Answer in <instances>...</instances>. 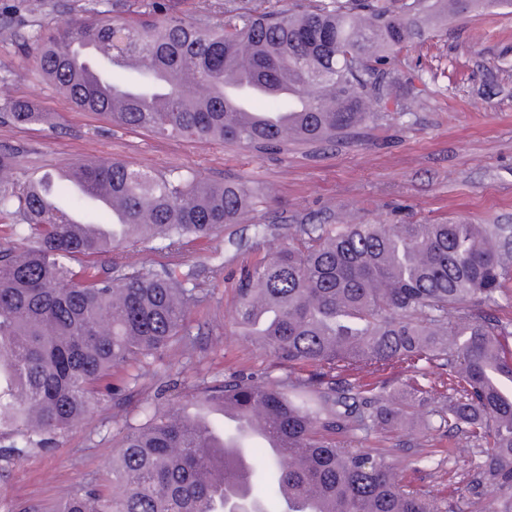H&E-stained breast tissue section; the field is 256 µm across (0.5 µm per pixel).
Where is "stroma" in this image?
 <instances>
[{
  "label": "stroma",
  "mask_w": 512,
  "mask_h": 512,
  "mask_svg": "<svg viewBox=\"0 0 512 512\" xmlns=\"http://www.w3.org/2000/svg\"><path fill=\"white\" fill-rule=\"evenodd\" d=\"M413 90L421 101L403 114L372 102L375 119L361 137L257 155L235 146L158 138L78 110L44 81L17 42L0 38V100L24 98L48 115L39 125L0 120V149L14 153L0 179L22 182L57 175L80 160L122 159L146 170L188 167L205 181H247L266 191L268 205L184 256V263L201 271L214 251L223 253L228 269H238L233 241H254L264 224H512V9L473 12L431 31L424 45L405 53L393 78L396 96ZM234 306L232 285L215 283L209 301L189 311L195 341L190 354L178 345L156 354L150 375L126 406L101 397L53 450L1 459L0 512H27L33 504L55 512L78 486L110 493L107 467L119 431L124 421H139L143 406L165 411L196 384L233 373L279 376L272 356L233 327ZM361 448L388 454L400 477L454 496L463 512L499 506L493 486L483 489L480 507L468 504L477 453L465 434L434 439L429 465L420 461L424 450L399 432L370 438Z\"/></svg>",
  "instance_id": "stroma-1"
}]
</instances>
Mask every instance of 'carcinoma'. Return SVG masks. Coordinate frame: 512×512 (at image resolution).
I'll return each mask as SVG.
<instances>
[{"mask_svg":"<svg viewBox=\"0 0 512 512\" xmlns=\"http://www.w3.org/2000/svg\"><path fill=\"white\" fill-rule=\"evenodd\" d=\"M512 0H201L192 13L166 0H79L71 27L18 33L47 81L72 105L159 136L227 143L260 154L358 134L370 100L393 102L398 54L448 18ZM101 45L136 58L144 91L170 76L153 105L111 103L118 68L88 74L69 50ZM246 75L288 88L293 129L259 127L224 100ZM0 109L24 125L47 116L19 99ZM74 179L105 188L126 208L123 224L99 211L112 237L81 232L36 181L0 180V216L13 218L0 247V458L44 449L87 416L98 396L121 405L149 358L194 345L190 308L206 303L224 261L200 279L193 267L125 261L137 246L181 253L213 241L266 201L246 182H204L189 168L140 170L122 160L75 163ZM512 225L301 224L288 244L243 268L234 326L257 338L286 371L196 386L192 400L258 412L286 441L274 455L244 442L248 495L226 494L233 457L173 404L144 410L112 456L109 495L73 490L55 512H295L285 494L316 497L319 512H462L415 488L388 455L359 444L387 429L414 440L464 433L477 448L471 497L492 484L512 512ZM126 371L122 388L106 384ZM437 377L424 386L418 377Z\"/></svg>","mask_w":512,"mask_h":512,"instance_id":"1","label":"carcinoma"}]
</instances>
